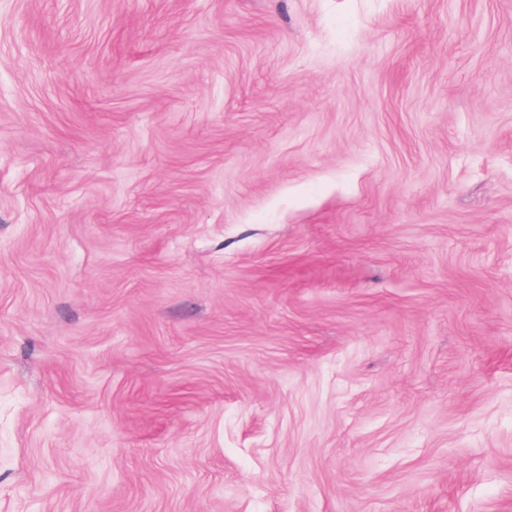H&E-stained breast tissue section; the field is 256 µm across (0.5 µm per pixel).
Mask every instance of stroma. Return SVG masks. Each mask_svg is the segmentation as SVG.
I'll use <instances>...</instances> for the list:
<instances>
[{
    "mask_svg": "<svg viewBox=\"0 0 512 512\" xmlns=\"http://www.w3.org/2000/svg\"><path fill=\"white\" fill-rule=\"evenodd\" d=\"M0 512H512V0H0Z\"/></svg>",
    "mask_w": 512,
    "mask_h": 512,
    "instance_id": "35a3bbf8",
    "label": "stroma"
}]
</instances>
